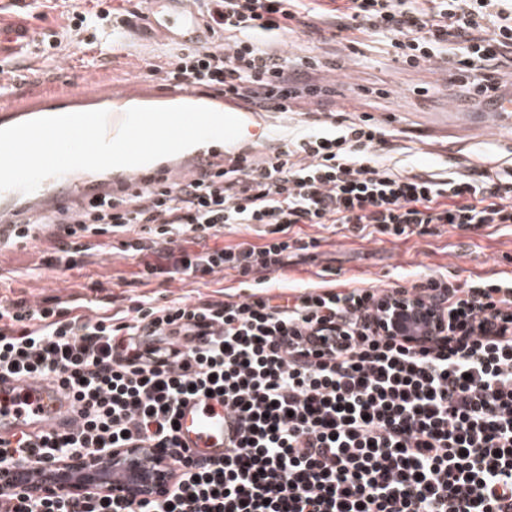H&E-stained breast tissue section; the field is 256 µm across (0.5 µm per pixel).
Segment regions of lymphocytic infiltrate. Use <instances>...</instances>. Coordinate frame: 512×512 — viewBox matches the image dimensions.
<instances>
[{
  "mask_svg": "<svg viewBox=\"0 0 512 512\" xmlns=\"http://www.w3.org/2000/svg\"><path fill=\"white\" fill-rule=\"evenodd\" d=\"M216 47H184L150 65L185 88L236 105L288 112L298 66H320L269 37L326 38L308 0H201ZM63 11L36 46L51 59L102 48L115 27L145 20L106 0ZM336 37L387 39L402 66L437 64L453 92L481 106L512 69V0H341ZM386 134L370 118L329 113L278 146L240 145L219 166L77 210L0 225V251L41 242V268L66 275L110 251L137 279L214 283L231 271L259 284L242 300L210 294L156 304L132 297L0 295V374L58 381L79 418L65 433L0 439V464L87 462L151 448L178 465L157 498L1 493L0 512H512V277L458 282L274 289L294 255L320 245L304 226L396 240L512 227V168L444 173L386 163ZM241 226L247 240L221 245ZM438 313L443 327L410 340L385 322L396 303ZM219 396L236 421L223 457L196 459L176 436L178 405Z\"/></svg>",
  "mask_w": 512,
  "mask_h": 512,
  "instance_id": "lymphocytic-infiltrate-1",
  "label": "lymphocytic infiltrate"
}]
</instances>
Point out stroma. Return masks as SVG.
<instances>
[{
  "mask_svg": "<svg viewBox=\"0 0 512 512\" xmlns=\"http://www.w3.org/2000/svg\"><path fill=\"white\" fill-rule=\"evenodd\" d=\"M356 53L343 44L322 42L311 45L304 36L287 37L285 49L291 56L317 55L322 68L301 73L300 85L326 89L321 107L341 111L349 102L357 107L351 118L370 115L387 123L397 147L391 162L414 167L416 171H444L447 166L481 164L487 167L512 165V126L501 122L482 126L480 113L459 118L444 111L434 99L436 86L444 75L436 69L407 70L396 63L392 50L381 37L359 36ZM63 64L53 74H45L37 54H26L15 72L14 96L0 98V107L32 95L57 96L79 84L85 72L80 54L64 51ZM165 60V48L150 29L139 30L121 50L102 61L95 78L100 86L124 87L132 93L163 95L168 84L147 76L148 64ZM306 97L294 99L290 113L253 112L249 118L262 143H273L302 125L307 118ZM307 234L322 238L316 261L294 258L288 268L290 284L337 285L346 281L356 286L385 287L406 284L419 273H447L464 281L475 275H512V232L487 228L461 231L452 227L434 235L411 236L402 240L377 236L361 239L343 232L307 227ZM39 245L0 252V270L14 272L11 280L0 282V293L19 294L35 302L53 296L81 294L97 284L115 300L137 295L153 297L196 296L192 281L134 286V260L108 253L90 258L70 276L38 268Z\"/></svg>",
  "mask_w": 512,
  "mask_h": 512,
  "instance_id": "obj_1",
  "label": "stroma"
}]
</instances>
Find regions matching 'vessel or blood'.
Here are the masks:
<instances>
[{
  "instance_id": "1",
  "label": "vessel or blood",
  "mask_w": 512,
  "mask_h": 512,
  "mask_svg": "<svg viewBox=\"0 0 512 512\" xmlns=\"http://www.w3.org/2000/svg\"><path fill=\"white\" fill-rule=\"evenodd\" d=\"M146 14L156 31L166 33L175 44L202 45L212 35L198 13L187 9L185 0H146ZM106 110L110 113L108 132L116 134L123 111L112 99L111 92L94 94L79 89L58 99L29 98L0 114V122L19 124L29 117L49 112L55 115ZM166 167L128 174L117 171H74L58 178L45 180L33 193L7 191L1 194L20 207L52 212L82 199L111 193L113 180H135L147 183L169 176ZM75 418L73 401L57 384L36 377L0 376V438L8 439L21 433L31 435L68 430ZM230 417L224 402L217 397H197L182 406L178 416V436L183 447L205 458L224 454V434ZM26 477L30 483L80 490H106L151 484L156 481L173 483L170 461L158 460L156 453L144 449L134 458L117 455L81 469L60 464L29 466Z\"/></svg>"
}]
</instances>
